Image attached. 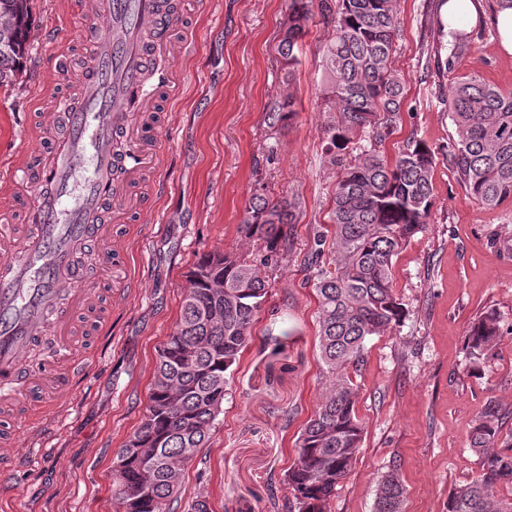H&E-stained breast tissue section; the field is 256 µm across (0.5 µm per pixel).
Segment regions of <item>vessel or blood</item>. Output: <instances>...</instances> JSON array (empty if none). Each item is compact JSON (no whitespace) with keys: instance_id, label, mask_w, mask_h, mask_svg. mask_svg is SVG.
<instances>
[{"instance_id":"vessel-or-blood-1","label":"vessel or blood","mask_w":512,"mask_h":512,"mask_svg":"<svg viewBox=\"0 0 512 512\" xmlns=\"http://www.w3.org/2000/svg\"><path fill=\"white\" fill-rule=\"evenodd\" d=\"M91 10L108 32L90 22L78 32L86 64L77 90L55 103L66 136L0 157V174L17 188L0 207V420L11 426L0 435L1 479L16 467L18 425L30 406L70 393L85 364L75 321L95 294L76 287L72 256L104 251L108 213L122 206L129 181L160 168L163 154L145 129L146 114L159 92H177L172 76L149 86L144 75L171 48L180 0H92ZM62 293L73 308L56 322L59 343L43 367L25 371L32 343L46 331L44 313Z\"/></svg>"}]
</instances>
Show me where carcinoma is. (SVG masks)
<instances>
[{
	"instance_id": "obj_1",
	"label": "carcinoma",
	"mask_w": 512,
	"mask_h": 512,
	"mask_svg": "<svg viewBox=\"0 0 512 512\" xmlns=\"http://www.w3.org/2000/svg\"><path fill=\"white\" fill-rule=\"evenodd\" d=\"M313 0H288L278 54L285 78L299 65V42L313 19ZM322 23L335 31L325 49L328 112L323 150L338 169L333 192V243L318 271L319 360L326 387L296 443L286 478L295 504L289 512H328L336 487L355 464L363 427L348 373L362 362L372 336L391 329L404 309L392 287L393 258L428 223L435 204L432 173L443 159L468 197L486 207L512 199V92L484 78L462 77L448 85V114L457 139L440 152L411 135L389 157L385 143L403 112L400 80L391 68L398 31L396 0H318ZM30 0H0V87L20 74L26 51ZM453 47L437 68L453 74L469 50L466 34L450 29ZM295 115L288 95L265 112L278 130ZM296 203L254 194L240 225L265 243L260 264L222 252L201 257L190 272L176 328L158 354L154 380L139 427L117 452L112 469L119 512H175L177 477L208 443L222 412L232 367L239 363L251 329L266 304L269 284L261 267L288 252ZM500 320L493 311L471 325L467 344L481 359L494 346ZM500 408L489 403L470 432L481 472L448 496V512H512V498L497 495L512 485V448H498ZM152 466L148 489L137 486L143 465ZM398 473L384 475L375 512H403Z\"/></svg>"
}]
</instances>
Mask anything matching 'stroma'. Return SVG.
<instances>
[{"label": "stroma", "mask_w": 512, "mask_h": 512, "mask_svg": "<svg viewBox=\"0 0 512 512\" xmlns=\"http://www.w3.org/2000/svg\"><path fill=\"white\" fill-rule=\"evenodd\" d=\"M190 48L161 60L179 81L175 98L158 102L154 132L164 152L158 175L138 184L165 190L118 243L138 292L116 302L98 282L109 334L86 337L87 365L72 394L35 407L22 434L21 462L0 484V512H117L112 485L116 453L140 425L158 352L173 332L187 275L205 253L220 250L259 259L262 242L240 231L251 194L266 188L296 199L299 215L287 255L265 268L268 302L234 366L222 412L200 458L181 474L182 500L204 495L213 512H288L294 498L284 479L303 424L324 385L317 360L316 229L329 226L336 175L322 152L323 54L331 28L313 19L292 83L277 60L279 26L288 0H183ZM398 36L392 67L404 111L395 140L417 136L435 150L456 139L446 99L450 79L438 71L441 0H397ZM86 0H33L26 68L0 87V154L41 143L42 123L58 95L74 92L83 47L76 28ZM493 11L470 27L472 47L458 76L477 74L512 91V55L499 47ZM53 25L54 51L40 43ZM71 61L55 69L52 52ZM42 95H29L31 86ZM293 92L297 113L279 132L264 124L268 104ZM435 206L427 224L393 260V285L406 314L371 337L351 378L364 435L351 472L336 488L329 512H375L378 484L397 471L404 512H447L448 495L479 468L469 433L488 403L504 416L499 445L512 444V205L469 200L453 171L437 164ZM495 311L500 334L472 367L467 332ZM286 334L282 351L266 332Z\"/></svg>", "instance_id": "1"}]
</instances>
